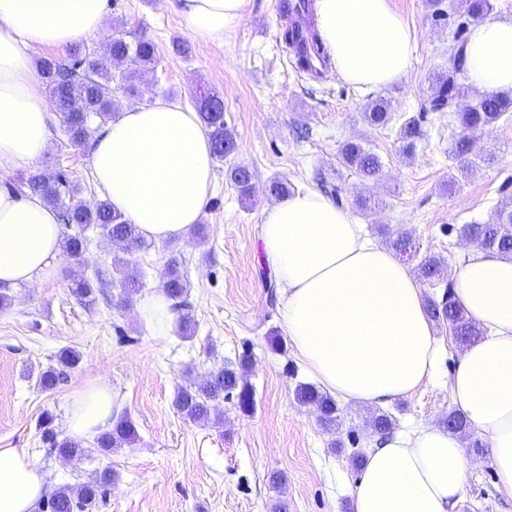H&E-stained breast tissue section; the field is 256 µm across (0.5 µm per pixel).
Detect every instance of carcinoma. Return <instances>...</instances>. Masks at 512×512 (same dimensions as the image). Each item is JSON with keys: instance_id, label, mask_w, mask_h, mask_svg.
Returning <instances> with one entry per match:
<instances>
[{"instance_id": "1", "label": "carcinoma", "mask_w": 512, "mask_h": 512, "mask_svg": "<svg viewBox=\"0 0 512 512\" xmlns=\"http://www.w3.org/2000/svg\"><path fill=\"white\" fill-rule=\"evenodd\" d=\"M308 0L295 4L292 0H283L281 11L289 19L283 31L286 45H302L313 41L318 47L320 66L325 71L330 66V56L320 39L318 32L293 21V14L306 10ZM491 7L489 0H459L457 8L473 19L479 18ZM451 58L448 70L439 73L432 85L425 111L448 112L456 116L460 133L451 144L452 154L461 161L460 175L467 176L473 166L469 157L475 155L473 134L487 126L497 123L512 112V94L509 92L482 93L474 101L465 102L464 84L459 75L464 72V52L466 46L465 29L458 28L453 38ZM156 44L147 38L135 43L127 42L118 36L100 51L86 48L70 49L68 57L58 61L52 58L40 60L39 72L52 95L57 109L62 115L66 134L74 145H81L85 140V129L91 118H96L104 125L111 121L119 102L112 94L110 83L114 81L112 68L132 57L147 65L155 62ZM223 100L215 92H203L196 100L199 116L208 130L214 157L222 160L224 148L236 147L234 133L224 122ZM364 121L370 126L385 127L393 121L389 102L384 98L374 100L363 113ZM424 136L421 122L417 118L404 120L399 126V139L402 153L413 154L416 143ZM339 160L343 166L363 180H374L382 171L381 157L355 141H346L340 147ZM227 180L239 192L241 198L248 199L253 193V175L244 165H234L226 171ZM31 194L39 196L46 203L57 206L62 198H74L80 188L69 181L65 174L40 171L30 175L23 182ZM61 220L65 228L77 227L78 231L63 236V249L74 264L83 263L88 239L85 230L90 227L102 229L106 240L118 245L126 253H132L144 247L145 241L133 224L126 223L122 216L112 211L111 204L98 200L92 205L78 202L62 207ZM464 237H478L488 251L503 255H512V208L498 210L493 218L483 224H466L461 229ZM419 275L434 285L444 284L441 299H428L426 310L428 316L439 326L448 327L451 336L470 344L481 335L482 329L469 320L457 303L452 283H444V264L441 259L431 256L419 266ZM102 277L92 281L83 276H74L68 284L69 293L85 306L92 307L98 301L101 289L97 284ZM162 288L172 301V310L179 315V325L189 330L191 315L185 311L187 282L180 269V262L173 257L168 263L167 273ZM251 354L244 353L238 365L227 363L212 371L200 383L191 382L179 388L173 405L177 413L194 424H218L221 422L220 403L232 402L243 413L254 407L255 395L252 385L246 378ZM56 364L47 367L39 376V385L44 390H52L64 381L67 373L80 360L78 351L71 348L61 349L55 356ZM295 398L302 405L316 407L320 420L328 427L336 425V402L316 386L302 383L295 390ZM52 416L43 419L44 430L41 441L46 454H53L70 461H81L90 457V450L78 441L59 438L50 427ZM372 433L382 437L391 432L393 419L387 414H379L371 421ZM138 441V432L128 415L115 419L112 428L95 438L96 451L109 454L117 448L130 447ZM114 473L103 469L99 475L78 488L60 486L45 495L37 505L38 512H90L96 503L106 496L112 488Z\"/></svg>"}]
</instances>
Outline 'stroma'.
<instances>
[{
    "instance_id": "stroma-1",
    "label": "stroma",
    "mask_w": 512,
    "mask_h": 512,
    "mask_svg": "<svg viewBox=\"0 0 512 512\" xmlns=\"http://www.w3.org/2000/svg\"><path fill=\"white\" fill-rule=\"evenodd\" d=\"M274 2L250 0L248 18L218 46L191 31L176 0H112L106 34L83 40L86 47L101 48L118 33L130 42L151 38L157 46L153 65L130 60L120 65L138 75L136 94L120 95V103L146 105L165 96L191 104L201 92L212 91L224 100V120L237 142L236 152L215 164L203 217L205 242L192 236L182 242L150 241L126 256L93 227L84 265L62 260L56 277L11 289L10 305L0 308V448L29 449L55 488L79 485L95 470L111 467L117 479L93 512H271L277 502L282 512H353L350 489L361 471L353 456L372 446L368 421L374 411L337 401L338 424L327 429L314 408L295 398L297 385L311 377L259 278V225L272 203L265 193L271 180L285 178L293 189L315 190L319 177H326L340 187V207L351 210L368 237L380 240L383 225L411 234L418 250L403 263L412 271L428 256L440 257L446 270H453L465 254L462 225L486 222L497 208L512 203V118L478 132L477 152L494 160L478 164L453 190L448 178L459 166L450 151L460 132L457 120L428 115L426 136L414 155L399 149L398 121L422 114L434 76L448 67L457 15L439 21L429 0H391L415 33L412 67L396 83L361 91L336 73L316 79L295 67L280 39L283 19ZM177 41L188 53L174 49ZM378 98L390 99L395 123L364 122V109ZM51 127V146L31 170L65 172L80 186L81 201L99 200L89 168L90 144L70 143L60 112H52ZM347 140L380 156L378 181H361L341 165L338 148ZM237 164L253 174L251 199H241L225 177ZM358 194L375 200L372 212L355 210ZM120 256L128 264L118 275L111 265ZM173 256L188 283L195 323L190 338L175 328L154 335L136 313L138 301L160 289ZM100 271L106 274L107 301L90 308L69 294L71 275L92 280ZM126 275L137 278L140 289L120 308L116 302L124 296ZM436 336L445 347L439 379L383 407L396 429L443 427L454 409L449 382L461 350L446 329H437ZM65 347L80 353L79 365L64 383L42 390L40 373ZM246 350L255 389L250 414L228 403L222 424L202 426L175 412L172 399L180 386L238 361ZM95 381L111 385L119 413L136 425L138 441L107 456L93 452L79 463L47 457L39 430L43 412L53 414L56 432L67 437L71 395ZM475 459L458 512H512V501L496 492L489 450ZM278 473L287 478L281 489L270 482Z\"/></svg>"
}]
</instances>
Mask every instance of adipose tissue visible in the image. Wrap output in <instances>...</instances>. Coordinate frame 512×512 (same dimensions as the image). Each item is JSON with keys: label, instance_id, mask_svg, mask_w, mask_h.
Instances as JSON below:
<instances>
[{"label": "adipose tissue", "instance_id": "ef3b65f1", "mask_svg": "<svg viewBox=\"0 0 512 512\" xmlns=\"http://www.w3.org/2000/svg\"><path fill=\"white\" fill-rule=\"evenodd\" d=\"M247 0H179L192 31L220 45L246 18ZM319 35L337 75L359 89L410 72L414 36L390 0H315ZM110 0H0V171L25 169L50 144V106L37 88L30 46L63 48L99 34ZM465 76L479 90H512V18L476 22ZM215 157L199 118L157 99L124 107L95 133L94 181L114 211L145 239L184 240L200 223L214 186ZM263 262L283 300V323L308 372L330 392L373 407L414 393L441 362L423 298L409 269L364 236L347 209L326 195L296 191L267 207ZM62 234L55 208L0 187V283L56 276ZM466 316L483 329L450 381L452 400L487 440L496 490L512 500V257L478 248L452 272ZM112 388L94 382L71 396L75 437L110 426ZM476 462L460 437L433 426L370 448L350 494L354 512H455ZM47 489L28 449L0 448V512H34Z\"/></svg>", "mask_w": 512, "mask_h": 512}]
</instances>
